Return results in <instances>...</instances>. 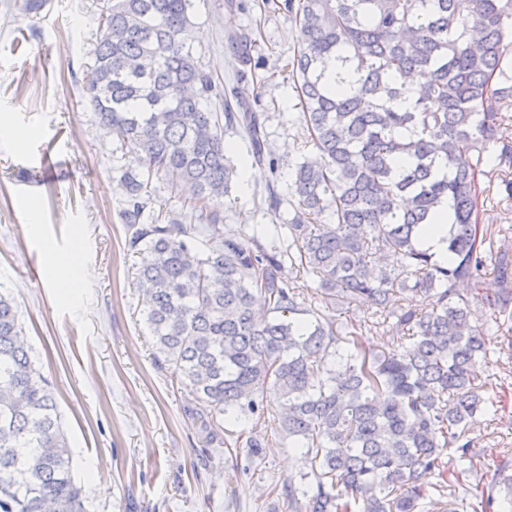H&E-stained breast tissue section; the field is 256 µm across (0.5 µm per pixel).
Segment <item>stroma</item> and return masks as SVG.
I'll return each instance as SVG.
<instances>
[{"mask_svg": "<svg viewBox=\"0 0 512 512\" xmlns=\"http://www.w3.org/2000/svg\"><path fill=\"white\" fill-rule=\"evenodd\" d=\"M23 2L0 0V131L28 132L22 141L0 134V291L13 297L31 359L62 414L87 512H288L272 489L304 470L290 439L273 422L244 419L233 429L259 432L260 455L227 449L219 436L204 443L196 398L154 363L136 286L140 258L121 218L122 152L100 127L83 84V64L102 35V0H43L37 12ZM236 2L230 9L226 0H195L190 43L202 68L229 88L236 78L228 37L254 40L256 84L241 92L265 117L278 167L258 166L249 185L236 180L222 210L225 223L261 232L268 248L282 250L288 235L271 229L266 188L290 199L295 166L317 154L288 78L297 33L284 0ZM488 171L481 204L490 247L512 255V199L498 192L512 168L493 162ZM148 191L157 223H204L178 180L153 178ZM48 246L61 258L79 254L74 288L58 286L44 260ZM470 436L474 471L491 477L503 449L512 448V407H485Z\"/></svg>", "mask_w": 512, "mask_h": 512, "instance_id": "1", "label": "stroma"}]
</instances>
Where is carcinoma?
Here are the masks:
<instances>
[{
	"instance_id": "1",
	"label": "carcinoma",
	"mask_w": 512,
	"mask_h": 512,
	"mask_svg": "<svg viewBox=\"0 0 512 512\" xmlns=\"http://www.w3.org/2000/svg\"><path fill=\"white\" fill-rule=\"evenodd\" d=\"M472 2L462 16L455 0H285L299 41L289 76L320 161L296 166L288 250L269 252L224 225L238 176L224 125L243 128L258 162L266 139L259 115L231 111L197 64L194 0H103L84 88L133 154L122 220L134 228L155 362L195 395L211 434L241 413L261 421L264 396L276 397L279 430L313 478L283 484L291 512H418L431 485L455 495L464 483L453 460L473 457L469 423L488 403L490 346L512 358V336L471 325L491 242L480 206L489 145L512 165V0ZM232 43L245 83L251 39ZM216 100L222 116L208 108ZM160 174L190 187L208 223H155L145 193ZM445 200L439 264L418 238ZM287 263L316 277L318 306L302 307ZM496 269L500 288L484 301L505 315L508 253ZM361 299L372 316L336 326L332 313ZM380 331L394 345L378 355L365 336ZM20 335L0 293V512H86L55 398ZM477 507L512 512V454Z\"/></svg>"
}]
</instances>
